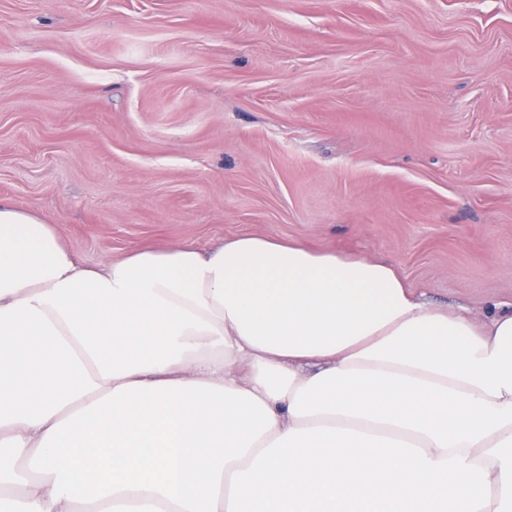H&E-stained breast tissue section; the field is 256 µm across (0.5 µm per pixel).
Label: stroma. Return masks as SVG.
I'll return each instance as SVG.
<instances>
[{"instance_id": "1", "label": "stroma", "mask_w": 512, "mask_h": 512, "mask_svg": "<svg viewBox=\"0 0 512 512\" xmlns=\"http://www.w3.org/2000/svg\"><path fill=\"white\" fill-rule=\"evenodd\" d=\"M0 202L85 263L260 234L512 306V0H0Z\"/></svg>"}]
</instances>
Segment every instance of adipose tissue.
<instances>
[{"label":"adipose tissue","mask_w":512,"mask_h":512,"mask_svg":"<svg viewBox=\"0 0 512 512\" xmlns=\"http://www.w3.org/2000/svg\"><path fill=\"white\" fill-rule=\"evenodd\" d=\"M11 512H512V310L263 235L77 262L0 203Z\"/></svg>","instance_id":"ef3b65f1"}]
</instances>
